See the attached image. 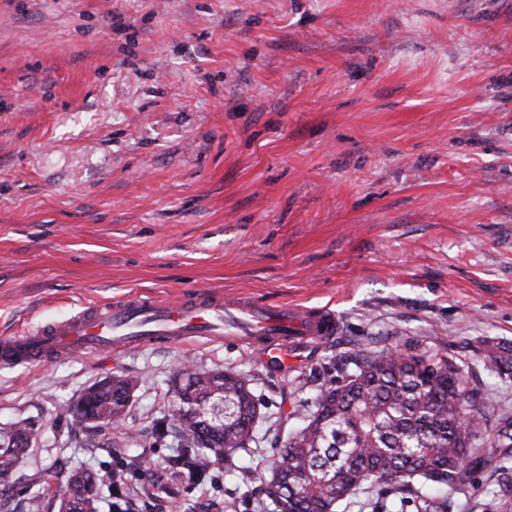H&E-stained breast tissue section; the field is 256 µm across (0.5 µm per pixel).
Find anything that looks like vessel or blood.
I'll list each match as a JSON object with an SVG mask.
<instances>
[{"instance_id":"vessel-or-blood-1","label":"vessel or blood","mask_w":512,"mask_h":512,"mask_svg":"<svg viewBox=\"0 0 512 512\" xmlns=\"http://www.w3.org/2000/svg\"><path fill=\"white\" fill-rule=\"evenodd\" d=\"M338 327L328 310L274 309L210 292L176 303L133 296L87 307L21 336L1 337L0 365L39 366L98 349L130 351L159 338L179 348L235 337L260 344L264 357L297 358L310 344L335 336Z\"/></svg>"}]
</instances>
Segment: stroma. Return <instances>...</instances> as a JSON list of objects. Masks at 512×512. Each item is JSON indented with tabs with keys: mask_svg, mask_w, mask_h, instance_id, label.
I'll use <instances>...</instances> for the list:
<instances>
[{
	"mask_svg": "<svg viewBox=\"0 0 512 512\" xmlns=\"http://www.w3.org/2000/svg\"><path fill=\"white\" fill-rule=\"evenodd\" d=\"M200 288L333 311L301 364L235 339L158 342L0 368V428L41 433L0 504L49 468L105 473L63 406L120 374L138 382L124 461L155 512L207 498L264 512L262 477L333 355L454 357L512 415V0H0V334L129 294ZM230 369L260 402L255 439L175 482L151 429L183 366ZM258 477L246 483L241 472ZM452 512H500L487 472ZM487 368L501 378H512V347L497 344L492 346L486 355Z\"/></svg>",
	"mask_w": 512,
	"mask_h": 512,
	"instance_id": "35a3bbf8",
	"label": "stroma"
}]
</instances>
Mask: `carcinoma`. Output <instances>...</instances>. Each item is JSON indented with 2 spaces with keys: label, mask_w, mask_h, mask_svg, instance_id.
<instances>
[{
  "label": "carcinoma",
  "mask_w": 512,
  "mask_h": 512,
  "mask_svg": "<svg viewBox=\"0 0 512 512\" xmlns=\"http://www.w3.org/2000/svg\"><path fill=\"white\" fill-rule=\"evenodd\" d=\"M487 367L512 378V347L496 345L486 355ZM137 382L125 378L90 399L91 410L107 435V447H120L108 437V425L125 417V390ZM167 415L157 419L161 440L175 434L178 454L169 459L175 473L197 477L224 462L253 440L260 417L258 400L248 381L231 370H193L192 381L171 382ZM224 401V424L215 426L184 404L209 408ZM67 402L66 428L72 434L89 429L87 418ZM486 394L469 385L464 370L445 355L427 351L409 354L397 349L357 351L336 357V379L296 412L300 426L288 434L280 458L264 478L266 498L278 512L288 494L289 512H336L353 496L384 484L409 495L420 512H448V499L424 492L435 487L457 491L477 470L500 475L512 472V417L499 420L500 435L472 451L486 428ZM40 433L34 423L21 422L8 447H0V474L12 471ZM60 471L46 470L40 483L62 492ZM67 491H96L79 498L77 512L112 507V482L124 479L120 469L107 471L109 483L81 466L67 471Z\"/></svg>",
  "instance_id": "cac0c4a2"
}]
</instances>
